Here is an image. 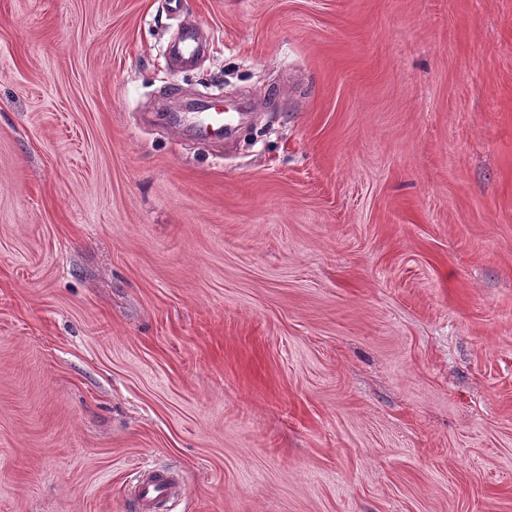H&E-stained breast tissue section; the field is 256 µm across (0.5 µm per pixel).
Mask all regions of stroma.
Instances as JSON below:
<instances>
[{"label": "stroma", "instance_id": "1", "mask_svg": "<svg viewBox=\"0 0 512 512\" xmlns=\"http://www.w3.org/2000/svg\"><path fill=\"white\" fill-rule=\"evenodd\" d=\"M216 94L234 143L160 114ZM152 468L512 512V0H0V512Z\"/></svg>", "mask_w": 512, "mask_h": 512}]
</instances>
